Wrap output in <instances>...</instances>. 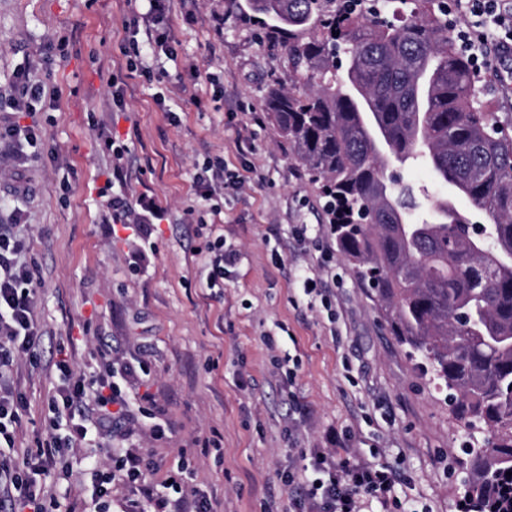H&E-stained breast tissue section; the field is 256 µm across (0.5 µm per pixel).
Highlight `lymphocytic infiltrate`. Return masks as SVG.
Wrapping results in <instances>:
<instances>
[{
	"label": "lymphocytic infiltrate",
	"instance_id": "1",
	"mask_svg": "<svg viewBox=\"0 0 512 512\" xmlns=\"http://www.w3.org/2000/svg\"><path fill=\"white\" fill-rule=\"evenodd\" d=\"M144 12L135 14L133 35H144L153 54L173 55L174 39L166 22V0H147ZM453 8L465 24L455 31L461 52L467 55L475 72H482L492 58L512 56V0H453ZM15 93L11 98L14 117L0 124V141L12 144L15 157L27 163L28 146L42 137L33 125L22 124L42 100L57 101V91H46L44 84L29 70L14 75ZM112 222L126 229L162 220L163 211L146 195H113ZM25 238L0 226V447L16 443L20 414L25 397L13 379L19 360L34 359L42 337L35 318L36 297L31 275L21 255ZM54 366L60 382L48 400L56 418L70 417L71 423L61 444L24 449L20 460L0 459V512H58L56 496L38 484L36 475L45 474L59 457L78 452L89 431L111 439L129 410L115 381L117 370L110 356H102L92 375L74 369L66 358ZM299 458H310L311 475L288 473L286 485L295 487L292 512H363V500L388 504L395 478L381 463H352L335 454L308 455L298 449ZM138 449L129 447L116 459L102 481L101 495H111L115 486L136 489L130 512H215L206 498L189 488L181 473L171 482L157 484ZM68 512H87L85 499L76 497L65 505Z\"/></svg>",
	"mask_w": 512,
	"mask_h": 512
}]
</instances>
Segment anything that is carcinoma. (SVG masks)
<instances>
[{
  "instance_id": "1",
  "label": "carcinoma",
  "mask_w": 512,
  "mask_h": 512,
  "mask_svg": "<svg viewBox=\"0 0 512 512\" xmlns=\"http://www.w3.org/2000/svg\"><path fill=\"white\" fill-rule=\"evenodd\" d=\"M249 2L309 86L269 88L265 109L329 198L340 251L372 282L393 335L444 383L455 417L487 427L468 460L469 508L512 512V137L481 109L446 0ZM364 112L382 140L364 132ZM409 159L470 208L448 197L424 207L387 176Z\"/></svg>"
}]
</instances>
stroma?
I'll list each match as a JSON object with an SVG mask.
<instances>
[{
	"mask_svg": "<svg viewBox=\"0 0 512 512\" xmlns=\"http://www.w3.org/2000/svg\"><path fill=\"white\" fill-rule=\"evenodd\" d=\"M169 19L177 56H159L162 74L148 82L133 67L128 0H0V117L10 113L19 67L32 66L59 93L33 114L43 131L34 160L18 168L0 154V225L22 206L17 232L29 244L43 333L36 360L17 371L29 402L22 447L49 440L58 353L89 373L108 351L127 366L129 441L155 480L185 461L218 512H264L271 494L287 504L279 476L301 468L297 448L321 450L336 437L398 474L392 512H462L463 447L483 435L451 417L444 390L392 336L339 250L317 186L269 120V86L304 89L280 34L247 0H196L189 9L171 0ZM509 69L512 61L494 60L476 78L483 110L499 117L512 115V81L497 78ZM114 76L125 90L119 108ZM101 133L130 149L127 193L164 211L141 235L110 233L99 192L112 159L98 146ZM215 157L243 181L215 197L219 224L193 187L196 168ZM302 224L304 242L295 232ZM219 235L241 259L223 287L209 289L205 256ZM305 276L330 304L303 294ZM292 396L310 411L294 432ZM156 421L164 433L154 440ZM99 445L89 435L87 455L68 457L72 477L44 476L59 501L76 480L92 494L85 458Z\"/></svg>",
	"mask_w": 512,
	"mask_h": 512,
	"instance_id": "obj_1",
	"label": "stroma"
}]
</instances>
